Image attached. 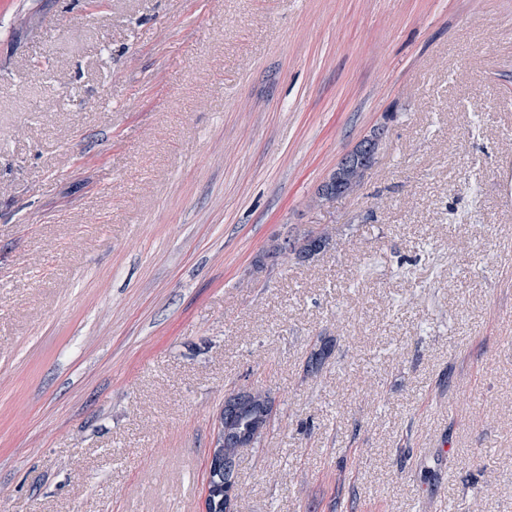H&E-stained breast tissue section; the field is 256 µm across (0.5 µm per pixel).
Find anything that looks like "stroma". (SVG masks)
Returning <instances> with one entry per match:
<instances>
[{
  "label": "stroma",
  "instance_id": "stroma-1",
  "mask_svg": "<svg viewBox=\"0 0 512 512\" xmlns=\"http://www.w3.org/2000/svg\"><path fill=\"white\" fill-rule=\"evenodd\" d=\"M246 386L235 512H512V0H0V512H205ZM382 126L372 128L355 147L347 153V159L337 163L325 180L317 187L312 202L315 206H321L330 199L348 196L355 193L364 180L369 169L368 160L365 159L362 146H369L371 157L374 156V163L381 153L384 145V135L381 132ZM330 234L327 232H308L296 238V246L292 258L298 263H306L323 251L329 244ZM256 388L246 389L250 393L231 392L224 397V407L221 409L218 420L224 423V445L221 448L218 441L217 425L216 435L208 455L209 475L216 471L224 455V470L219 481L210 480V485L217 487L211 489V497L214 507L208 512H224V484H234L235 469L238 458L237 430L251 426L256 427L260 418L267 409L273 407V400L268 393L262 390L253 393ZM253 393V394H252ZM227 426V431H225Z\"/></svg>",
  "mask_w": 512,
  "mask_h": 512
}]
</instances>
